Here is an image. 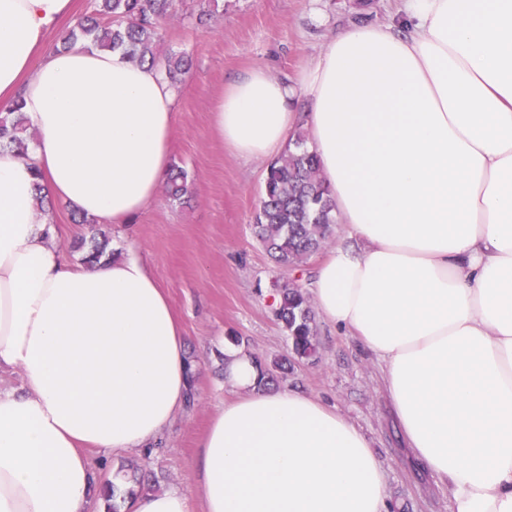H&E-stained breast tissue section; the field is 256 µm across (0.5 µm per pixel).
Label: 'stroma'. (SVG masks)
<instances>
[{"mask_svg":"<svg viewBox=\"0 0 512 512\" xmlns=\"http://www.w3.org/2000/svg\"><path fill=\"white\" fill-rule=\"evenodd\" d=\"M208 28L188 14L197 0H178V19L166 25L159 55L184 52L193 66L179 84L171 160L193 180L182 205L165 195L128 224H75L71 207L52 204L51 243L68 257H85L91 238H107L108 254L133 249L155 272L180 318L193 366L194 401L155 443L151 455L134 450L87 457L99 480L140 464L155 474L152 492L180 487L195 492L200 441L235 391L224 382V352L234 349L273 369L288 354L285 334L270 309L278 268L258 243L252 224L262 160L232 155L212 135V112L224 88L245 71L265 68L294 77L335 29L385 22L394 0H219ZM318 354L285 372L281 389L300 391L351 420L371 440L386 470L394 512H448V489L413 464L392 419L375 358L354 337L317 323Z\"/></svg>","mask_w":512,"mask_h":512,"instance_id":"obj_1","label":"stroma"}]
</instances>
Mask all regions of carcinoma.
Returning a JSON list of instances; mask_svg holds the SVG:
<instances>
[{"label":"carcinoma","mask_w":512,"mask_h":512,"mask_svg":"<svg viewBox=\"0 0 512 512\" xmlns=\"http://www.w3.org/2000/svg\"><path fill=\"white\" fill-rule=\"evenodd\" d=\"M175 16V0H94L92 10L81 15L54 48L70 49L80 44L119 50L132 62L162 65L166 77L175 84L187 72L188 59L174 54L160 61L157 54L164 25ZM26 132L21 102L0 112L1 146L26 155ZM190 194L187 172L180 167L172 169L165 183L166 197L183 203ZM333 211L318 159L299 132L294 148L266 165L264 190L254 216L256 237L281 268L295 271L332 235L336 222ZM271 311L282 324L293 360L315 357V313L309 294L296 280L289 278L278 286Z\"/></svg>","instance_id":"cac0c4a2"}]
</instances>
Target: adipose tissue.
<instances>
[{
    "label": "adipose tissue",
    "mask_w": 512,
    "mask_h": 512,
    "mask_svg": "<svg viewBox=\"0 0 512 512\" xmlns=\"http://www.w3.org/2000/svg\"><path fill=\"white\" fill-rule=\"evenodd\" d=\"M73 0H0V104L22 100L28 157L0 147V512H89L84 447L143 448L186 403L181 324L154 271L71 262L41 198L126 224L170 172L175 90L121 52L55 50ZM306 131L344 236L318 264L321 317L377 359L406 443L449 512H512V0H401L330 34L293 80L256 67L212 134L266 158ZM200 443L197 496L143 492L127 512H389L382 465L346 417L257 383Z\"/></svg>",
    "instance_id": "adipose-tissue-1"
}]
</instances>
